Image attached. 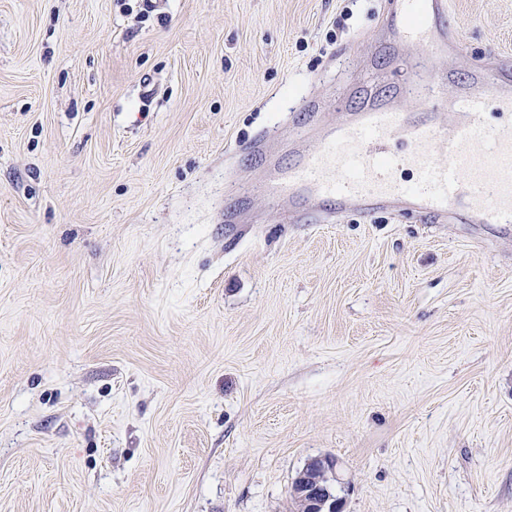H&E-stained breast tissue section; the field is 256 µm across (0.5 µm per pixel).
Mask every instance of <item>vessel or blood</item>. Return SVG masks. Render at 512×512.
Wrapping results in <instances>:
<instances>
[{
  "instance_id": "1",
  "label": "vessel or blood",
  "mask_w": 512,
  "mask_h": 512,
  "mask_svg": "<svg viewBox=\"0 0 512 512\" xmlns=\"http://www.w3.org/2000/svg\"><path fill=\"white\" fill-rule=\"evenodd\" d=\"M415 48L432 57L458 53V32L447 0H389L385 36L376 54ZM449 116L432 103L441 74L419 68L415 83L383 98L326 118L318 100L301 110L322 123L317 147L296 152L288 168L273 169L268 189L288 205L295 222L323 223L327 204L367 216L410 212L454 224L492 225L512 236V66L497 61L475 67ZM424 117L401 108L404 99ZM501 122L491 124L488 114ZM414 174L402 178V171Z\"/></svg>"
}]
</instances>
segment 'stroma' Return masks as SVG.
<instances>
[{
  "instance_id": "stroma-1",
  "label": "stroma",
  "mask_w": 512,
  "mask_h": 512,
  "mask_svg": "<svg viewBox=\"0 0 512 512\" xmlns=\"http://www.w3.org/2000/svg\"><path fill=\"white\" fill-rule=\"evenodd\" d=\"M387 0H0V512H512V244L295 224L303 97L408 82ZM453 70L512 60V0H449ZM300 474V475H299ZM296 478V493L306 499L307 507L311 512H343V501L330 489L317 490L309 484L305 472L299 473Z\"/></svg>"
}]
</instances>
